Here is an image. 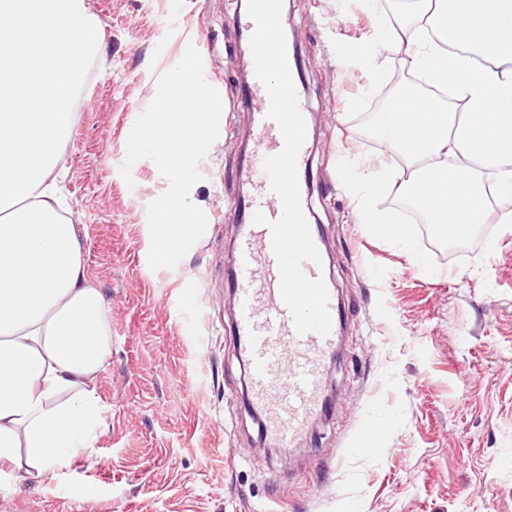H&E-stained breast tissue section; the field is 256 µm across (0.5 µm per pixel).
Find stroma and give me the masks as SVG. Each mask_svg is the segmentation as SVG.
Instances as JSON below:
<instances>
[{
  "label": "stroma",
  "instance_id": "1",
  "mask_svg": "<svg viewBox=\"0 0 512 512\" xmlns=\"http://www.w3.org/2000/svg\"><path fill=\"white\" fill-rule=\"evenodd\" d=\"M87 2L103 49L75 100L59 185L107 304L101 426L92 458L42 481L0 470V512H512V223L452 253L418 225L398 241L356 220L364 165L392 162L360 118L402 47L385 44L379 75L341 66L373 41L376 18L358 0H286L309 112L308 205L346 323L326 373L335 405L285 454L247 403L228 288L253 110L241 92L246 6ZM190 45L223 105L191 190L208 223L175 268L154 270L147 209L167 182L147 158L132 182L119 168L159 75ZM377 414L391 421L379 448L346 456Z\"/></svg>",
  "mask_w": 512,
  "mask_h": 512
}]
</instances>
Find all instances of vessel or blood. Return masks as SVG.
<instances>
[{"instance_id":"vessel-or-blood-1","label":"vessel or blood","mask_w":512,"mask_h":512,"mask_svg":"<svg viewBox=\"0 0 512 512\" xmlns=\"http://www.w3.org/2000/svg\"><path fill=\"white\" fill-rule=\"evenodd\" d=\"M242 95L256 100L258 107L249 134L253 148L244 165L249 184L242 203L247 230L235 249L232 307L239 349L248 362L251 404L261 415L265 440L287 452L326 410L324 364L338 343L341 309L337 300H330L334 328L327 335L300 334L294 327L280 294L268 227L269 221L280 217L282 205L263 169L264 159L279 153L284 140L268 116L269 98L255 73H248ZM258 213L265 216V223H254ZM388 425L384 417L368 420L353 442L351 454L372 453Z\"/></svg>"}]
</instances>
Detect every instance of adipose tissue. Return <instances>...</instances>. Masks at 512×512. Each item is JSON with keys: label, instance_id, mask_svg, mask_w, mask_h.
Listing matches in <instances>:
<instances>
[{"label": "adipose tissue", "instance_id": "ef3b65f1", "mask_svg": "<svg viewBox=\"0 0 512 512\" xmlns=\"http://www.w3.org/2000/svg\"><path fill=\"white\" fill-rule=\"evenodd\" d=\"M413 14L404 59L451 104L384 113L404 165L363 180L421 189L434 224H511L512 0H414ZM95 29L86 0H0V461L34 481L88 453L101 421L105 300L53 178Z\"/></svg>", "mask_w": 512, "mask_h": 512}]
</instances>
